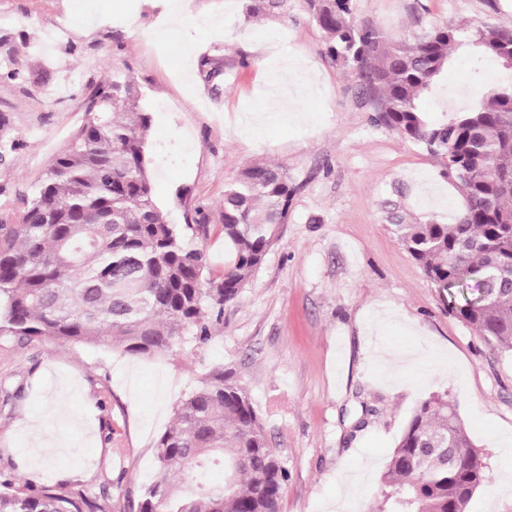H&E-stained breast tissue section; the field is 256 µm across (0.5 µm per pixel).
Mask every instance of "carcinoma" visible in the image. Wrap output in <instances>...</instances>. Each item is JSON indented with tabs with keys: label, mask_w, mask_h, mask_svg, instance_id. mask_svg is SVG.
Masks as SVG:
<instances>
[{
	"label": "carcinoma",
	"mask_w": 512,
	"mask_h": 512,
	"mask_svg": "<svg viewBox=\"0 0 512 512\" xmlns=\"http://www.w3.org/2000/svg\"><path fill=\"white\" fill-rule=\"evenodd\" d=\"M326 53L357 75L381 120L421 145L454 180V223L397 224L395 235L448 291V310L512 355V80L473 92L441 121L424 102L453 53L466 48L512 73V24H452L397 41L358 24L351 0H309ZM85 121L36 180L17 224H0V335L98 343L133 355L192 356L212 339L280 240L296 188L279 167L253 162L224 187V269L168 223L151 175V115L127 75L87 98ZM159 477L130 512H280L288 469L240 384L213 367L175 407L155 443ZM224 468L213 484L209 471ZM489 482L482 452L448 395L407 421L381 476L378 512H466ZM0 512H112L105 499L57 485L0 478Z\"/></svg>",
	"instance_id": "carcinoma-1"
}]
</instances>
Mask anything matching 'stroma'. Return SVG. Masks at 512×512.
<instances>
[{
	"instance_id": "1",
	"label": "stroma",
	"mask_w": 512,
	"mask_h": 512,
	"mask_svg": "<svg viewBox=\"0 0 512 512\" xmlns=\"http://www.w3.org/2000/svg\"><path fill=\"white\" fill-rule=\"evenodd\" d=\"M92 32L48 44L74 0H0L30 81L0 79V220L18 223L31 186L84 120V103L111 72L134 79L153 111L156 197L168 221L224 262L218 219L224 185L243 165L285 170L296 192L281 239L213 338L193 359L135 357L98 343L0 336V472L35 484L83 486L126 496L158 474L154 445L204 367L220 365L245 387L271 447L288 468L281 512H376L380 475L416 407L447 394L488 466L489 483L467 512H512L493 490L512 435V357L449 314L448 294L398 242L394 227L453 223L464 199L426 150L379 118L323 52L308 0H280L262 18L247 0H187L190 17L224 22V37L196 47L223 78L179 77L185 44L157 46L147 0H96ZM357 22L403 38L445 23L512 22V0H352ZM135 15L132 26L120 25ZM298 56L318 74L315 94L264 128L263 144L239 138L244 109L266 107L269 57ZM248 67H240V59ZM206 223V235L195 224ZM40 469H33L35 458Z\"/></svg>"
}]
</instances>
